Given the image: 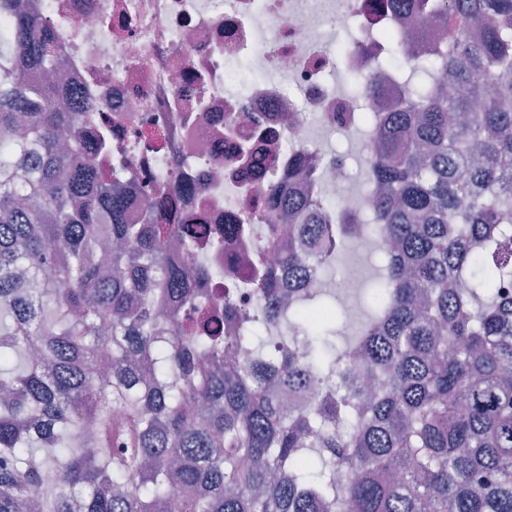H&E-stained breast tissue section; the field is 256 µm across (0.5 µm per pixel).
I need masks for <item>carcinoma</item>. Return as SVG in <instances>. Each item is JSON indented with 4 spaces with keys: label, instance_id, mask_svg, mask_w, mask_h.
<instances>
[{
    "label": "carcinoma",
    "instance_id": "cac0c4a2",
    "mask_svg": "<svg viewBox=\"0 0 512 512\" xmlns=\"http://www.w3.org/2000/svg\"><path fill=\"white\" fill-rule=\"evenodd\" d=\"M36 2L0 0V512H512V0H410L448 45L366 117L368 222L310 175L270 184L252 312L189 285L198 230L148 196L129 223L93 104L40 80L61 51ZM361 231L385 266L337 350L301 272ZM285 321L303 350L253 344Z\"/></svg>",
    "mask_w": 512,
    "mask_h": 512
}]
</instances>
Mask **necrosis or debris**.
I'll return each mask as SVG.
<instances>
[{"instance_id": "4bbe7bcc", "label": "necrosis or debris", "mask_w": 512, "mask_h": 512, "mask_svg": "<svg viewBox=\"0 0 512 512\" xmlns=\"http://www.w3.org/2000/svg\"><path fill=\"white\" fill-rule=\"evenodd\" d=\"M48 20L65 58L56 83L104 104L82 118L107 140L101 164H124L138 194L183 199L181 223L207 230L205 287L220 302L230 283L242 285L246 310L261 302L239 258L263 246L238 230L257 223L272 179L315 160L351 216L373 192L311 133L359 119L333 75L362 83L378 60L392 54L404 66L419 51L378 0H55ZM157 129L165 140L148 142Z\"/></svg>"}]
</instances>
